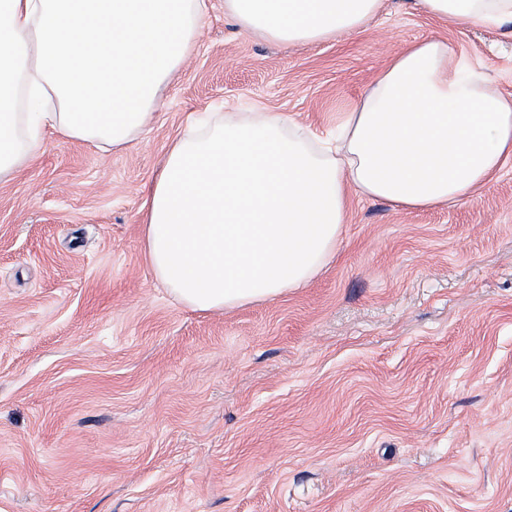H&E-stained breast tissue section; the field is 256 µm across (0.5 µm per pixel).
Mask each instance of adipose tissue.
Listing matches in <instances>:
<instances>
[{"mask_svg": "<svg viewBox=\"0 0 512 512\" xmlns=\"http://www.w3.org/2000/svg\"><path fill=\"white\" fill-rule=\"evenodd\" d=\"M382 0H224L279 45L361 31ZM447 23L512 22V0H413ZM204 0H0V181L43 128L109 150L148 127L185 60ZM512 158V98L449 42L403 48L348 113L330 152L278 112L207 118L172 144L149 188L143 246L183 305L223 312L301 288L333 258L348 189L447 206Z\"/></svg>", "mask_w": 512, "mask_h": 512, "instance_id": "adipose-tissue-1", "label": "adipose tissue"}]
</instances>
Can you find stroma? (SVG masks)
Here are the masks:
<instances>
[{
  "label": "stroma",
  "mask_w": 512,
  "mask_h": 512,
  "mask_svg": "<svg viewBox=\"0 0 512 512\" xmlns=\"http://www.w3.org/2000/svg\"><path fill=\"white\" fill-rule=\"evenodd\" d=\"M432 38L512 96L511 24L383 0L286 47L209 0L142 135L47 134L0 182V512H512V159L449 208L349 193L318 276L224 313L175 302L143 249L191 116L279 112L332 141Z\"/></svg>",
  "instance_id": "1"
}]
</instances>
